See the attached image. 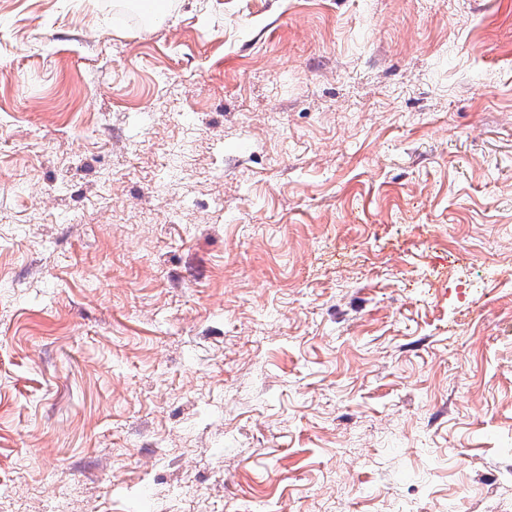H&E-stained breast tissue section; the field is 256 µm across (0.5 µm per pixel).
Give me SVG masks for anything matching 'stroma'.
I'll list each match as a JSON object with an SVG mask.
<instances>
[{
    "instance_id": "1",
    "label": "stroma",
    "mask_w": 512,
    "mask_h": 512,
    "mask_svg": "<svg viewBox=\"0 0 512 512\" xmlns=\"http://www.w3.org/2000/svg\"><path fill=\"white\" fill-rule=\"evenodd\" d=\"M0 0V512H512V0Z\"/></svg>"
}]
</instances>
